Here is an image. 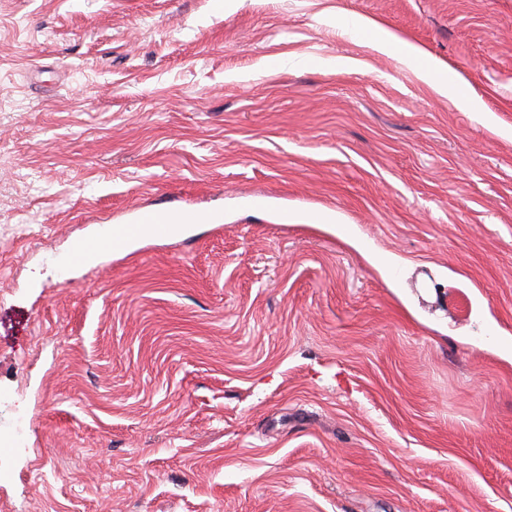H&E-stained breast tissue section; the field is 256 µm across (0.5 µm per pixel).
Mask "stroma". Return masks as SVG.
Listing matches in <instances>:
<instances>
[{
    "label": "stroma",
    "instance_id": "stroma-1",
    "mask_svg": "<svg viewBox=\"0 0 512 512\" xmlns=\"http://www.w3.org/2000/svg\"><path fill=\"white\" fill-rule=\"evenodd\" d=\"M0 512H512V0H0ZM345 29L360 35H369L381 52L398 51L407 61L415 64L418 77L438 94L451 96L466 112L482 111L479 100L455 79L448 77L449 69L434 59L424 48L400 37L382 23L368 18L348 15ZM169 213L159 211H141L133 222L108 224L97 234L80 240L72 253L74 260H89L95 253L104 250L112 252L125 248L128 239L136 236L141 226L151 228L153 235L167 233Z\"/></svg>",
    "mask_w": 512,
    "mask_h": 512
}]
</instances>
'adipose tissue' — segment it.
<instances>
[{"label": "adipose tissue", "instance_id": "obj_1", "mask_svg": "<svg viewBox=\"0 0 512 512\" xmlns=\"http://www.w3.org/2000/svg\"><path fill=\"white\" fill-rule=\"evenodd\" d=\"M344 24L347 31L371 36L379 51L399 52L405 60L415 64L418 76L424 83L440 95L455 98L463 111H480L479 100L455 79L449 78L447 67L434 59L421 46L400 37L375 20L350 15L346 17Z\"/></svg>", "mask_w": 512, "mask_h": 512}]
</instances>
